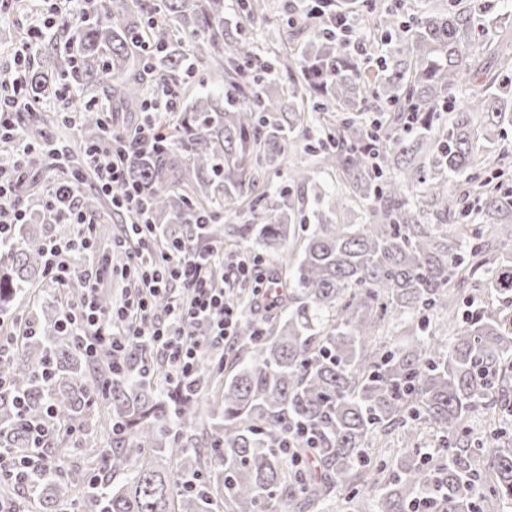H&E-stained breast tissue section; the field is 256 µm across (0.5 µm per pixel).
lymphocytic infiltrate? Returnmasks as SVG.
<instances>
[{
    "mask_svg": "<svg viewBox=\"0 0 512 512\" xmlns=\"http://www.w3.org/2000/svg\"><path fill=\"white\" fill-rule=\"evenodd\" d=\"M97 0H33L34 10L26 35L11 48L13 64L7 77H0V140L10 139L12 149L0 160V238L26 223L27 213L14 198L15 175L33 145L23 142L14 116L38 111V103L27 96V79L41 36L57 22L77 23L94 11ZM93 172L104 193L113 197L115 207L135 214L126 225L124 242L129 245L126 273L140 285L113 299L110 309H100L95 301L97 287L105 269L95 258V224L79 203V187L85 172ZM146 202L139 190L127 180V162L101 161L95 149H87L84 170L71 173L63 183H53L46 191L44 213L56 224L76 228L72 238L51 240L45 247V267L49 279L64 286L69 278L80 279L85 288L81 302L69 308L63 327L76 336L88 356L100 349L112 352L114 370H121L127 354L135 347L146 346L155 354L169 387L178 393L195 391L200 379L197 354L200 349L219 348L235 336L243 316L242 307L229 304L223 290L214 288L215 272L225 279L242 283L253 281L251 301L257 306H271L272 280L254 279V267L244 253H227L220 247L194 249L181 245L165 251L151 250L156 227L142 219ZM85 257L81 266L69 261L72 254ZM165 294L169 303L164 310L154 306L156 296ZM207 323L210 332L197 336L196 323Z\"/></svg>",
    "mask_w": 512,
    "mask_h": 512,
    "instance_id": "lymphocytic-infiltrate-1",
    "label": "lymphocytic infiltrate"
}]
</instances>
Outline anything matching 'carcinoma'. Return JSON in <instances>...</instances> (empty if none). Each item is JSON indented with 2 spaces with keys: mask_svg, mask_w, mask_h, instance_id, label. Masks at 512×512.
Here are the masks:
<instances>
[{
  "mask_svg": "<svg viewBox=\"0 0 512 512\" xmlns=\"http://www.w3.org/2000/svg\"><path fill=\"white\" fill-rule=\"evenodd\" d=\"M374 22L365 53H349L333 36L294 41L292 33L258 46L230 27L224 0H105L87 21L58 25L37 51L30 97L52 101L59 78L75 69L77 95L104 96L110 112H142L152 89L179 93L177 111L157 120L158 141L130 156L154 224H181L198 244L195 217L222 224V201L247 199L265 251L292 266L294 288L280 310L246 322L235 337L236 370L226 376L203 349L201 390L214 385L222 404L204 416L200 395L166 391L161 373L147 374V352L127 355L113 374L112 355L94 359L63 331L61 314L38 303L47 281L44 246L70 235L67 224L42 231L19 227L0 240V316L4 332L23 313L36 335L18 339L0 361V448L30 447L28 421L95 426L109 439L90 486L92 512H332L338 494L364 489L373 512H505L512 504V186L501 157L478 151L512 112V40L482 41V18L496 0H467L407 19L381 0H367ZM254 27L268 0H239ZM274 57L288 92L272 96L261 72ZM222 80L221 91L191 90L186 62ZM471 95L457 104L456 92ZM345 116L331 123L329 113ZM320 120L324 165L355 197L369 203V223L338 224L342 203L315 214L317 224L298 257L286 247L300 210L274 215L259 207L258 175L280 164L290 135ZM47 114L28 125L32 142L46 137ZM89 114L92 143L112 156V136ZM420 130L418 139L402 135ZM382 156L371 158L372 139ZM480 167L483 179L469 172ZM464 178L458 188L448 179ZM422 186L440 215L427 224L409 202ZM476 214L478 223H470ZM485 275L493 300L448 308ZM417 325L400 344L393 330ZM48 374H43L44 369ZM26 395L18 413L15 397ZM480 412L505 419L476 431ZM436 436L435 452H419L416 427ZM405 433L403 454L370 453L374 439ZM293 436L292 448L280 445ZM70 436L54 432L38 450L50 464L29 482L42 512H62L77 487ZM121 472L113 484L105 474Z\"/></svg>",
  "mask_w": 512,
  "mask_h": 512,
  "instance_id": "carcinoma-1",
  "label": "carcinoma"
}]
</instances>
